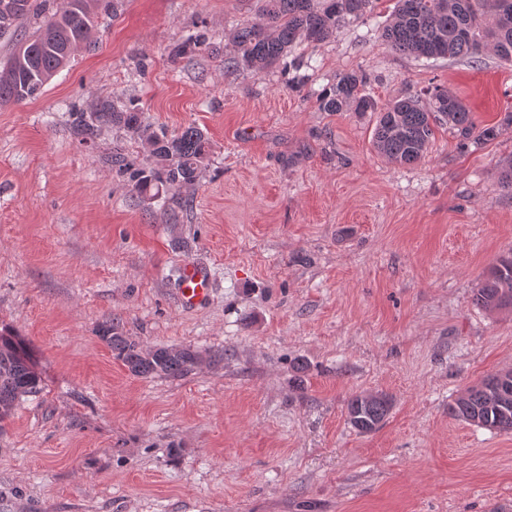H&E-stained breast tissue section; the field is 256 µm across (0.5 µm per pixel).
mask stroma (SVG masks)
I'll use <instances>...</instances> for the list:
<instances>
[{"mask_svg":"<svg viewBox=\"0 0 512 512\" xmlns=\"http://www.w3.org/2000/svg\"><path fill=\"white\" fill-rule=\"evenodd\" d=\"M255 0H122L35 101L0 107V327L42 380L0 423V512H512V432L454 419L464 389L512 369V309L474 292L512 255V65L426 60L374 22L298 46L305 82L234 65ZM206 48L173 58L196 31ZM366 72L386 104L425 87L461 99L497 137L426 156L376 153L373 124L324 112L338 74ZM103 99L152 129L209 141L197 180L136 193L112 161L149 166L118 127L81 141ZM209 267L202 308L177 298ZM199 365L140 378L101 328ZM393 399L382 427L346 421L356 392ZM211 282L207 270L199 264L187 263L182 272L178 299L191 308L204 303L210 294Z\"/></svg>","mask_w":512,"mask_h":512,"instance_id":"1","label":"stroma"}]
</instances>
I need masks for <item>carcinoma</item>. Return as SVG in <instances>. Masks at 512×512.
Masks as SVG:
<instances>
[{
  "mask_svg": "<svg viewBox=\"0 0 512 512\" xmlns=\"http://www.w3.org/2000/svg\"><path fill=\"white\" fill-rule=\"evenodd\" d=\"M380 0H260L258 20L239 27L233 42L235 64L268 67L290 53L298 42L329 40L339 26L371 14ZM117 15L118 0H0V37L18 36L22 25L34 23L28 36L0 65V105L22 104L38 98L53 77L68 65L74 52L87 43L98 18V9ZM381 38L392 49L416 58L477 59L489 49L501 61L512 63V0H394ZM367 76L344 73L318 94L324 112H375L374 145L396 164H413L424 158L435 129L447 125L460 145H481L496 136L493 127L481 126L454 94L440 86L420 95H409L384 105L365 94ZM75 123L85 138L104 126L119 125L145 139L152 166L134 168L117 159L119 171L146 195L163 187L181 188L196 180L208 155L201 130L188 126L169 135L145 124L134 103L123 107L111 101L94 112L77 113ZM474 301L484 309L512 307V258L492 269L477 289ZM101 340L128 371L141 378H180L201 362L190 347L147 349L112 324L102 328ZM42 390L41 379L16 335L0 330V422L9 418L24 397ZM392 409L382 393L361 392L346 403L350 425L362 434L377 431ZM448 414L461 421L502 432H512V370L490 375L467 388Z\"/></svg>",
  "mask_w": 512,
  "mask_h": 512,
  "instance_id": "cac0c4a2",
  "label": "carcinoma"
}]
</instances>
